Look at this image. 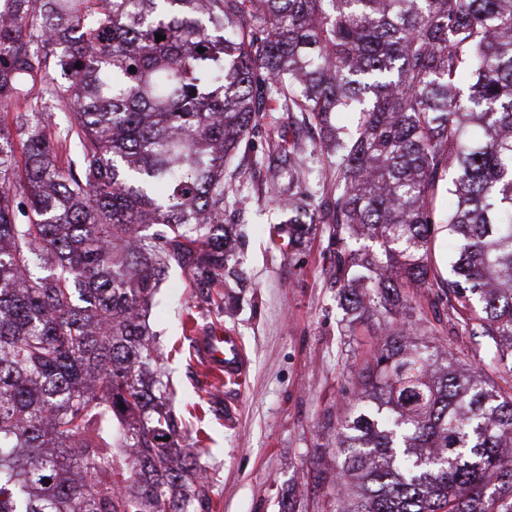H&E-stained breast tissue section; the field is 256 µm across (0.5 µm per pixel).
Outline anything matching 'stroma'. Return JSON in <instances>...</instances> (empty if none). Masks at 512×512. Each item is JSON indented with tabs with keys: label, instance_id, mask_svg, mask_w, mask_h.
I'll use <instances>...</instances> for the list:
<instances>
[{
	"label": "stroma",
	"instance_id": "35a3bbf8",
	"mask_svg": "<svg viewBox=\"0 0 512 512\" xmlns=\"http://www.w3.org/2000/svg\"><path fill=\"white\" fill-rule=\"evenodd\" d=\"M278 220L268 194H253L242 226L247 289L221 288L222 303L208 305L175 268L149 314L161 370L174 390L172 409L185 424L181 441L197 449L206 477L209 512H278L290 492L296 512H334L330 484L313 480V448L325 446L318 465L333 473L329 445L355 386L351 368L385 332L374 316L345 335L349 317L339 305L331 270L336 246L327 229L290 251L266 234ZM435 298V291L424 293L415 320L457 357L479 361L483 339L450 329V306ZM217 329L241 342L244 389H225L199 353L198 337Z\"/></svg>",
	"mask_w": 512,
	"mask_h": 512
}]
</instances>
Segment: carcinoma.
I'll return each instance as SVG.
<instances>
[{"instance_id":"obj_1","label":"carcinoma","mask_w":512,"mask_h":512,"mask_svg":"<svg viewBox=\"0 0 512 512\" xmlns=\"http://www.w3.org/2000/svg\"><path fill=\"white\" fill-rule=\"evenodd\" d=\"M241 153L288 175L270 235L330 225L344 306L385 317L336 512H512V394L406 321L446 288L512 372V0H0V512L209 503L145 309L173 266L240 279ZM275 117H280L278 124L269 125V119L266 121L268 122L267 125L262 126L260 129V132L257 133L254 138V147L255 151H257L259 154L261 151L267 149V143L270 139V136L273 138V136L277 137V133H286L288 135V116L282 112L275 113Z\"/></svg>"}]
</instances>
